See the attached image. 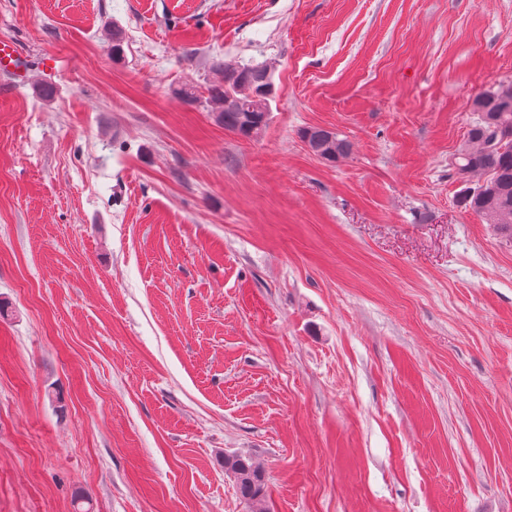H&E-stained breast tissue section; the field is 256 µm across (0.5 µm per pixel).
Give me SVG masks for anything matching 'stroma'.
I'll use <instances>...</instances> for the list:
<instances>
[{
  "instance_id": "35a3bbf8",
  "label": "stroma",
  "mask_w": 512,
  "mask_h": 512,
  "mask_svg": "<svg viewBox=\"0 0 512 512\" xmlns=\"http://www.w3.org/2000/svg\"><path fill=\"white\" fill-rule=\"evenodd\" d=\"M2 37L0 512H250L232 453L269 512H512V240L449 165L512 0H0ZM218 59L271 69L258 137ZM240 76L224 77V61H215L219 79L207 88L208 99L215 106L224 129L245 138L257 137L267 126L270 96L256 97L254 88L267 78L274 87L270 70L265 65L240 64ZM301 137L308 144H316L317 150L314 153L328 162H336L346 156L349 150V144L344 139L339 138L336 132L323 127L304 128ZM224 470L234 478L236 491L251 512H267L265 476L249 458L238 454L226 455Z\"/></svg>"
}]
</instances>
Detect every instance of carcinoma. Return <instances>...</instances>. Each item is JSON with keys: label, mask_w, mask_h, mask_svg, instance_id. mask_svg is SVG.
<instances>
[{"label": "carcinoma", "mask_w": 512, "mask_h": 512, "mask_svg": "<svg viewBox=\"0 0 512 512\" xmlns=\"http://www.w3.org/2000/svg\"><path fill=\"white\" fill-rule=\"evenodd\" d=\"M215 70L219 79L209 85L207 92L218 120L231 133L245 138L258 136L269 120L270 97L255 96L254 88L264 79H272L270 70L265 65L243 64L240 76L234 80L224 77V61H215ZM508 88L512 89V82L479 96V110L467 138L454 154L453 168L462 178L477 172L485 175L481 185L464 192L460 203L512 238V146L502 151L488 148L490 126L512 128V93L509 101L503 102ZM301 138L316 146V154L328 162L346 156L349 150V144L336 132L323 127H307L301 131ZM224 470L234 478L236 491L251 512H267L265 476L249 458L226 455Z\"/></svg>", "instance_id": "carcinoma-1"}]
</instances>
